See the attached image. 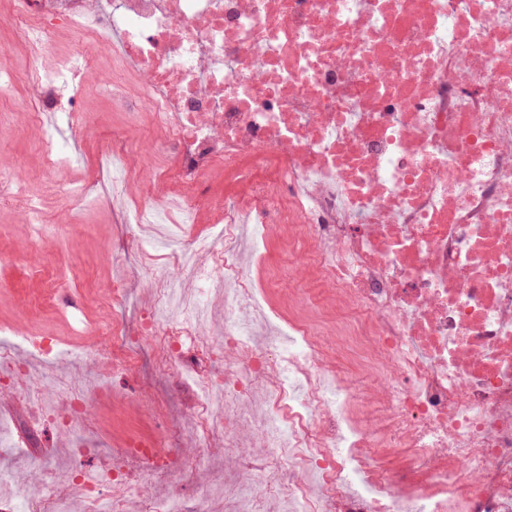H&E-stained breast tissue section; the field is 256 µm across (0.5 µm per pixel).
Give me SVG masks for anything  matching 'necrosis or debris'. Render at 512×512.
Here are the masks:
<instances>
[{
	"mask_svg": "<svg viewBox=\"0 0 512 512\" xmlns=\"http://www.w3.org/2000/svg\"><path fill=\"white\" fill-rule=\"evenodd\" d=\"M30 67L0 51V100L21 78L32 117L56 89L88 88L72 27L119 40L106 67L127 134L112 142V216L139 242L150 292L136 336L108 316L113 278L81 335L113 367L147 337L193 393L187 432L224 443L231 471L194 507L157 496L170 454L131 440L119 462L28 496L0 469L11 512H512V0H0ZM56 56L51 68L43 58ZM154 133L152 185L130 193L137 131ZM223 171L212 231L179 234ZM24 211L29 249L58 234L41 198L0 167V210ZM276 228L288 307L246 257ZM179 268L169 277L165 263ZM0 379L26 375L16 346L53 357L51 331L11 329ZM82 377L35 375L29 430H63L82 456Z\"/></svg>",
	"mask_w": 512,
	"mask_h": 512,
	"instance_id": "1",
	"label": "necrosis or debris"
}]
</instances>
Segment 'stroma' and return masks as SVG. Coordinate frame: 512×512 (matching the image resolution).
Masks as SVG:
<instances>
[{
  "label": "stroma",
  "instance_id": "stroma-1",
  "mask_svg": "<svg viewBox=\"0 0 512 512\" xmlns=\"http://www.w3.org/2000/svg\"><path fill=\"white\" fill-rule=\"evenodd\" d=\"M107 52L103 45L92 44L87 48L90 81L95 91L73 102L74 111L85 115V130L74 131L63 112L54 113L50 120L60 152L68 159L66 178L90 187L91 204L82 211L81 223L69 225L35 257L28 248L27 215L0 211V256L5 259L0 265V323L26 332H35L40 325L50 324L63 350L71 349L75 341L73 319H90L96 315L99 298L112 279L113 253L124 254L131 268L138 259V244L131 227L113 223L112 210L107 204L112 168L105 150L111 146L122 123L121 116L110 110L104 67ZM7 118L16 132L0 139V159L17 161L16 176L27 180L31 190L43 197L45 220L56 222L67 213L70 203L56 195L52 182L44 174V163L34 151L35 131L27 114L11 111ZM47 273L66 279L65 317L30 307L41 295L45 286L43 276ZM111 376V402L95 400L91 403L96 428L88 440L92 453L84 460L75 461L71 454L72 437L64 432H45L37 447L29 446L22 431L0 435V467L15 471L21 489L32 490L41 479L39 447L53 450L60 470L78 464L89 468L99 459L121 455L131 438L163 440L171 429L187 420L191 395L179 387L175 372L156 367L151 347L142 348L137 363L126 374ZM155 402L163 405L165 420L154 418L151 405ZM170 453L175 467L170 478L158 485L159 496L176 491L186 499H195L199 486L224 471L222 444H215L202 454L186 437L171 445Z\"/></svg>",
  "mask_w": 512,
  "mask_h": 512
}]
</instances>
